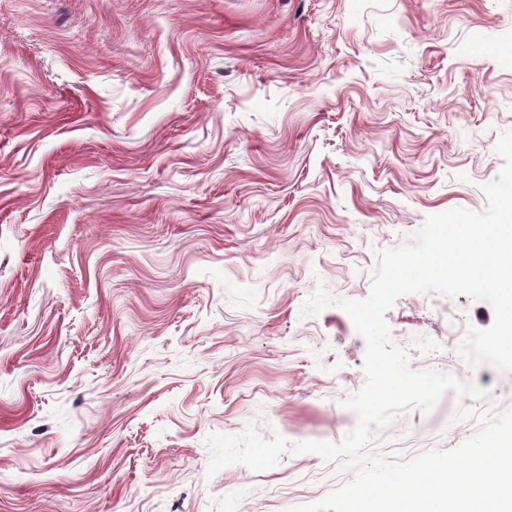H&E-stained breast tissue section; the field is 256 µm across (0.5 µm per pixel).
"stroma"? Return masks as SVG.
<instances>
[{
  "label": "stroma",
  "instance_id": "obj_1",
  "mask_svg": "<svg viewBox=\"0 0 512 512\" xmlns=\"http://www.w3.org/2000/svg\"><path fill=\"white\" fill-rule=\"evenodd\" d=\"M512 130V0H0V512H291L315 453L208 474L206 440L340 442L375 249L483 210ZM470 380L494 310L385 315ZM445 393L389 458L456 447Z\"/></svg>",
  "mask_w": 512,
  "mask_h": 512
}]
</instances>
